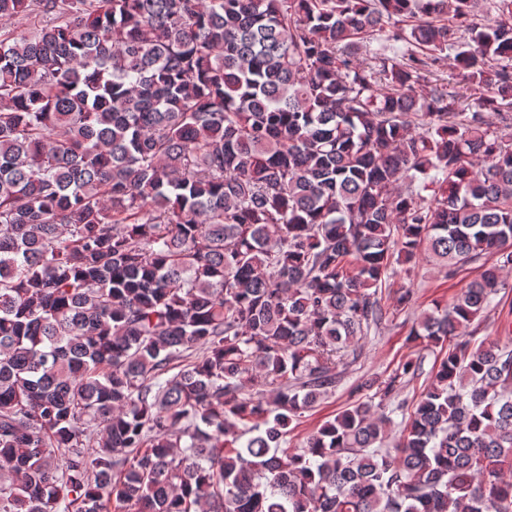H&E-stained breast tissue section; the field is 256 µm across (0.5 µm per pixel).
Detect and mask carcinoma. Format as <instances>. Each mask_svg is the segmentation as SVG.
I'll list each match as a JSON object with an SVG mask.
<instances>
[{
  "label": "carcinoma",
  "instance_id": "1",
  "mask_svg": "<svg viewBox=\"0 0 512 512\" xmlns=\"http://www.w3.org/2000/svg\"><path fill=\"white\" fill-rule=\"evenodd\" d=\"M476 2L0 0V512H512V345L469 340L512 0ZM423 256L494 262L417 317L420 399L410 359L290 447Z\"/></svg>",
  "mask_w": 512,
  "mask_h": 512
}]
</instances>
